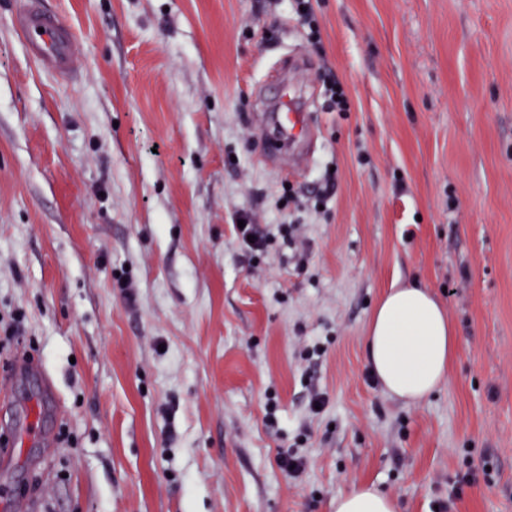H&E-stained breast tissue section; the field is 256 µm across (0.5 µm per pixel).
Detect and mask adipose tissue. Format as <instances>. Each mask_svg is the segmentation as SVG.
Segmentation results:
<instances>
[{
  "label": "adipose tissue",
  "mask_w": 512,
  "mask_h": 512,
  "mask_svg": "<svg viewBox=\"0 0 512 512\" xmlns=\"http://www.w3.org/2000/svg\"><path fill=\"white\" fill-rule=\"evenodd\" d=\"M365 346L381 390L407 403L428 398L448 377L458 339L441 304L426 288L389 290L367 325ZM335 512H397L393 499L371 485L337 497Z\"/></svg>",
  "instance_id": "1"
}]
</instances>
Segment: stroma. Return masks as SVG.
Returning <instances> with one entry per match:
<instances>
[{
	"label": "stroma",
	"instance_id": "1",
	"mask_svg": "<svg viewBox=\"0 0 512 512\" xmlns=\"http://www.w3.org/2000/svg\"><path fill=\"white\" fill-rule=\"evenodd\" d=\"M24 3L0 0V370L32 371L0 393V512H333L367 483L399 512H512V0H313L319 51L288 0H42L80 42L66 81ZM285 76L301 164L266 153ZM239 210L299 238L251 252ZM407 281L459 341L417 404L364 348ZM326 94L330 104V108L338 112H346L349 108L348 97L341 85L336 80V75L329 69L328 79L325 84Z\"/></svg>",
	"mask_w": 512,
	"mask_h": 512
}]
</instances>
